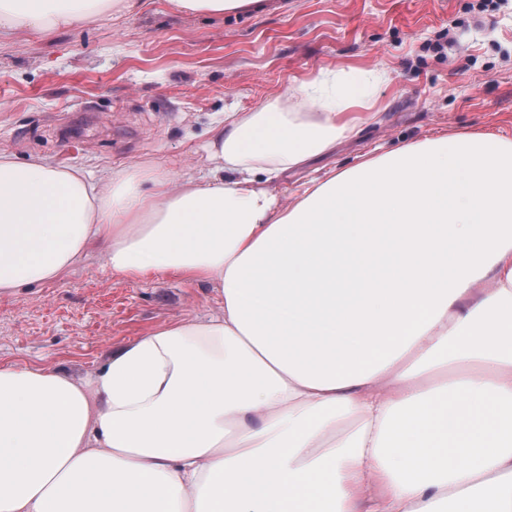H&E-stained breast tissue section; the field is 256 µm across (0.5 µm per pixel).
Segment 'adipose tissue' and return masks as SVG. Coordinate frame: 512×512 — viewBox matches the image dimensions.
<instances>
[{"label": "adipose tissue", "instance_id": "1", "mask_svg": "<svg viewBox=\"0 0 512 512\" xmlns=\"http://www.w3.org/2000/svg\"><path fill=\"white\" fill-rule=\"evenodd\" d=\"M139 0H0V33ZM228 112L211 176L99 178L0 154V294L101 250L208 282L77 379L0 366V512H512V139L437 135L281 205L266 181L356 136L332 105ZM150 190H142V183Z\"/></svg>", "mask_w": 512, "mask_h": 512}]
</instances>
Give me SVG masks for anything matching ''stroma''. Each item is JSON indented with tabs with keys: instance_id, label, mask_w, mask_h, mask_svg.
Listing matches in <instances>:
<instances>
[{
	"instance_id": "1",
	"label": "stroma",
	"mask_w": 512,
	"mask_h": 512,
	"mask_svg": "<svg viewBox=\"0 0 512 512\" xmlns=\"http://www.w3.org/2000/svg\"><path fill=\"white\" fill-rule=\"evenodd\" d=\"M261 0L224 15L144 0L82 26L0 36V153L92 175L136 166L204 176L228 112H298L322 74L374 73L377 116L273 182L305 184L427 136L512 138V0ZM210 284L132 280L91 253L64 278L0 295V363L95 374L156 326L219 314Z\"/></svg>"
}]
</instances>
